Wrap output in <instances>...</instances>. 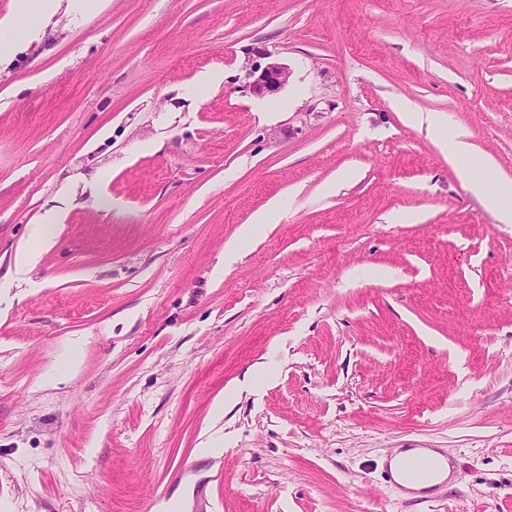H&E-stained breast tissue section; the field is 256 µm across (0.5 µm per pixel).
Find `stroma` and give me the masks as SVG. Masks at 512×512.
<instances>
[{
	"label": "stroma",
	"mask_w": 512,
	"mask_h": 512,
	"mask_svg": "<svg viewBox=\"0 0 512 512\" xmlns=\"http://www.w3.org/2000/svg\"><path fill=\"white\" fill-rule=\"evenodd\" d=\"M4 18L0 512H148L164 491L182 512H512V224L469 188L512 179V0ZM270 58L290 77L259 98L246 74ZM404 102L466 129L469 165ZM74 347L79 373L48 383ZM261 362L274 380L213 423ZM210 435L222 454L197 459ZM398 448L463 478L411 499L382 472ZM190 464L200 507L170 482ZM279 201L273 200L269 203L267 208L258 214L253 219L254 224H246L242 227L239 236L231 244L227 245L224 250V263L230 265L237 257L239 244L241 241L250 238L255 227L259 224H269L279 214Z\"/></svg>",
	"instance_id": "1"
}]
</instances>
